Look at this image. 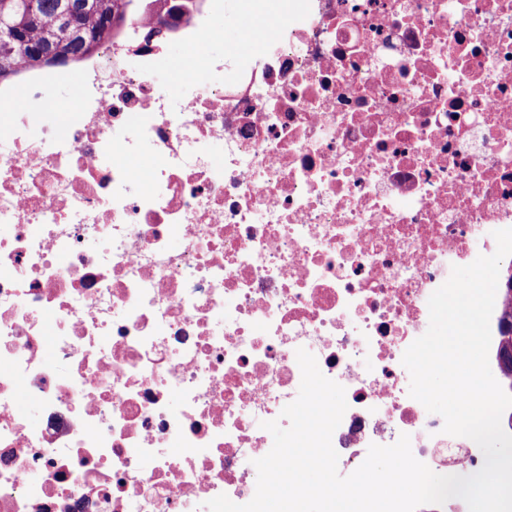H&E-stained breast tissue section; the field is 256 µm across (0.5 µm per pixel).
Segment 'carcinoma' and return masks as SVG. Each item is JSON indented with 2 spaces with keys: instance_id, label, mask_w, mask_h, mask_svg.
I'll use <instances>...</instances> for the list:
<instances>
[{
  "instance_id": "1",
  "label": "carcinoma",
  "mask_w": 512,
  "mask_h": 512,
  "mask_svg": "<svg viewBox=\"0 0 512 512\" xmlns=\"http://www.w3.org/2000/svg\"><path fill=\"white\" fill-rule=\"evenodd\" d=\"M28 0H0V82L12 78L16 67L41 68L40 54L74 59L92 52L114 27L124 24L138 0H71L73 24H64L60 2L39 0L37 14L27 17ZM505 296L502 332L503 360L512 373V275L503 284Z\"/></svg>"
}]
</instances>
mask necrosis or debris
I'll list each match as a JSON object with an SVG mask.
<instances>
[{
    "instance_id": "obj_1",
    "label": "necrosis or debris",
    "mask_w": 512,
    "mask_h": 512,
    "mask_svg": "<svg viewBox=\"0 0 512 512\" xmlns=\"http://www.w3.org/2000/svg\"><path fill=\"white\" fill-rule=\"evenodd\" d=\"M223 11L141 0L0 84V512L249 502L301 348L345 389L340 475L403 434L435 473L484 464L402 356L512 228V0H282L202 55ZM61 79L79 109L45 120Z\"/></svg>"
}]
</instances>
